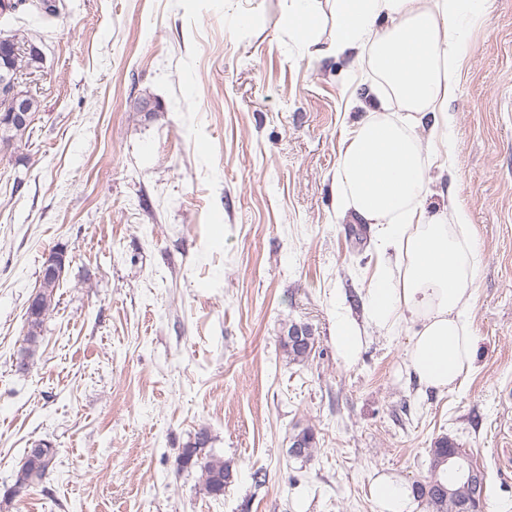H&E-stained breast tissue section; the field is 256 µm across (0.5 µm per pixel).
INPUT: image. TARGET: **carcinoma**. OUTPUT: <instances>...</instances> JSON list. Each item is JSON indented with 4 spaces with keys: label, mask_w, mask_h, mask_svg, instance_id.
Returning <instances> with one entry per match:
<instances>
[{
    "label": "carcinoma",
    "mask_w": 512,
    "mask_h": 512,
    "mask_svg": "<svg viewBox=\"0 0 512 512\" xmlns=\"http://www.w3.org/2000/svg\"><path fill=\"white\" fill-rule=\"evenodd\" d=\"M34 7L45 16H57L56 0H0V16L12 14L24 5ZM42 57H34L23 52L13 58L16 71L40 68ZM30 135L16 131L0 129V154L19 152L24 140ZM61 278L44 281L38 284L39 301L37 305L26 308L25 342L19 361L27 366L34 358L43 332L47 314L56 304V290L60 287ZM281 349L288 361L304 363L311 356V351L294 344L283 336L280 340ZM291 438L301 439L302 457L309 459L317 448V436L311 426L295 427ZM211 437L207 429L201 428L188 442L178 456V466L182 469H196L200 472L199 486L203 494L218 499L224 495V489L233 474L230 461L217 455L209 448ZM455 448V443L446 436L440 437L430 448V474L425 483L417 485L419 498L426 502L428 512H457L458 502L448 496V452ZM56 466V450L45 447L38 453L26 451L21 466L16 471L14 484L3 494V501L9 502L23 490L42 483L54 471Z\"/></svg>",
    "instance_id": "1"
}]
</instances>
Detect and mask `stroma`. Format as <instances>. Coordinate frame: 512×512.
Wrapping results in <instances>:
<instances>
[{"label": "stroma", "instance_id": "stroma-1", "mask_svg": "<svg viewBox=\"0 0 512 512\" xmlns=\"http://www.w3.org/2000/svg\"><path fill=\"white\" fill-rule=\"evenodd\" d=\"M56 3L0 18L43 53L22 78L40 101L31 138L0 157V492L27 448L57 450L7 512H379L371 482H425L441 436L484 473L483 512H512V0L468 33L448 106L457 180L429 172L481 261L474 369L428 395L405 337L367 327L352 364L333 342L337 300L361 315L378 263L369 226L336 217L352 57L309 53L286 0ZM60 245L59 303L20 372ZM293 324L315 338L304 363L280 347ZM298 423L317 432L307 460L288 451ZM202 428L234 464L218 499L177 465ZM67 258V260H66ZM65 265L69 266V258L67 257V248L58 247L54 251H52L45 259V262L42 265L41 271L39 273L40 279H45L48 281H44L39 284V301L36 306L29 307L27 306L25 312V326H26V334H25V342L26 346L21 350L19 361L23 363L24 366H29L30 361L34 358L37 348L40 343V338L43 332V325L46 319L47 314L50 310H52L56 304V290L60 287L61 278L65 272L62 273L58 278L51 279L55 275L58 274L60 268ZM36 287V288H37Z\"/></svg>", "mask_w": 512, "mask_h": 512}]
</instances>
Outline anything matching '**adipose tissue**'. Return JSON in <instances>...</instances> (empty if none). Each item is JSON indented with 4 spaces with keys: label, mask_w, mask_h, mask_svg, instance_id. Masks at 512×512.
Listing matches in <instances>:
<instances>
[{
    "label": "adipose tissue",
    "mask_w": 512,
    "mask_h": 512,
    "mask_svg": "<svg viewBox=\"0 0 512 512\" xmlns=\"http://www.w3.org/2000/svg\"><path fill=\"white\" fill-rule=\"evenodd\" d=\"M486 0H290L283 26L307 47L327 9L334 54L355 52L366 73L346 103L364 116L336 165V212L371 226L380 254L364 315L336 308V351L355 362L366 326L406 333L403 367L419 392L462 386L476 358L472 330L480 248L456 197L433 205L427 173L437 146H449L464 22Z\"/></svg>",
    "instance_id": "ef3b65f1"
}]
</instances>
